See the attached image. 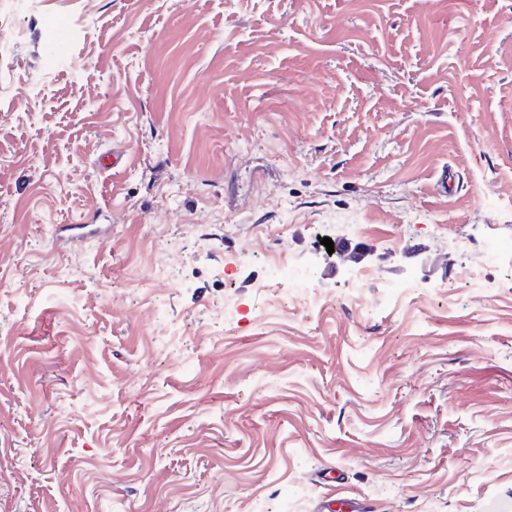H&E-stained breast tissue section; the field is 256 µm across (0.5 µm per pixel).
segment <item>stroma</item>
I'll return each mask as SVG.
<instances>
[{"mask_svg":"<svg viewBox=\"0 0 512 512\" xmlns=\"http://www.w3.org/2000/svg\"><path fill=\"white\" fill-rule=\"evenodd\" d=\"M494 241L512 0H0V512H512Z\"/></svg>","mask_w":512,"mask_h":512,"instance_id":"35a3bbf8","label":"stroma"}]
</instances>
